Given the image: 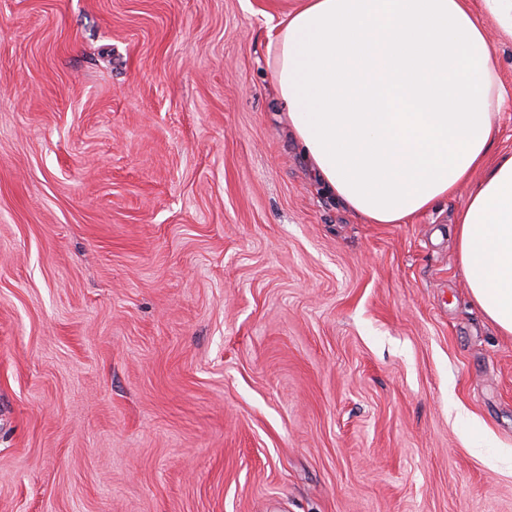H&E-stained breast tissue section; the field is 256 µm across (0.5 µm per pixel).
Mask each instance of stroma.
<instances>
[{"label": "stroma", "mask_w": 512, "mask_h": 512, "mask_svg": "<svg viewBox=\"0 0 512 512\" xmlns=\"http://www.w3.org/2000/svg\"><path fill=\"white\" fill-rule=\"evenodd\" d=\"M299 0H0V512H512V336L460 190L315 185Z\"/></svg>", "instance_id": "obj_1"}]
</instances>
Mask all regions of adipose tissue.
<instances>
[{
  "label": "adipose tissue",
  "mask_w": 512,
  "mask_h": 512,
  "mask_svg": "<svg viewBox=\"0 0 512 512\" xmlns=\"http://www.w3.org/2000/svg\"><path fill=\"white\" fill-rule=\"evenodd\" d=\"M512 0H300L269 42L316 181L372 224H403L471 185L454 226L468 293L512 335V154L493 54ZM505 153H512V100L507 103L498 122L494 146V155Z\"/></svg>",
  "instance_id": "adipose-tissue-1"
}]
</instances>
